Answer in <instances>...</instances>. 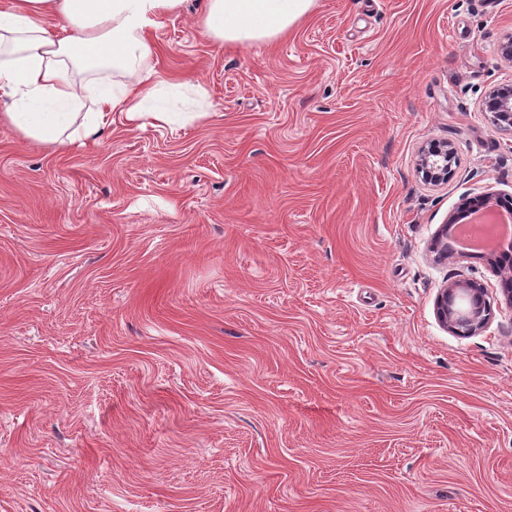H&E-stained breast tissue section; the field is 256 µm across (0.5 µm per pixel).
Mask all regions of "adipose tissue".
<instances>
[{
  "instance_id": "obj_1",
  "label": "adipose tissue",
  "mask_w": 512,
  "mask_h": 512,
  "mask_svg": "<svg viewBox=\"0 0 512 512\" xmlns=\"http://www.w3.org/2000/svg\"><path fill=\"white\" fill-rule=\"evenodd\" d=\"M183 0H0V124L64 147L120 114L140 127L208 116L203 87L159 76L156 32ZM316 0H205L198 25L224 46L285 38Z\"/></svg>"
}]
</instances>
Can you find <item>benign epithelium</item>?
I'll list each match as a JSON object with an SVG mask.
<instances>
[{
    "label": "benign epithelium",
    "mask_w": 512,
    "mask_h": 512,
    "mask_svg": "<svg viewBox=\"0 0 512 512\" xmlns=\"http://www.w3.org/2000/svg\"><path fill=\"white\" fill-rule=\"evenodd\" d=\"M486 111L493 113V119L499 124L512 127V86L497 88L485 101ZM455 148L451 143L432 146L425 150L420 158V166L432 181L448 177L451 172ZM460 214L448 218V223L439 230L433 250L438 257L451 259L456 252L448 249V234L458 222ZM489 267L502 282L512 280V256H492ZM486 289L473 281L452 282L440 289L436 299V314L441 324L458 334H473L484 328L489 321L490 309L485 303Z\"/></svg>",
    "instance_id": "benign-epithelium-1"
}]
</instances>
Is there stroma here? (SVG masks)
<instances>
[{"label":"stroma","mask_w":512,"mask_h":512,"mask_svg":"<svg viewBox=\"0 0 512 512\" xmlns=\"http://www.w3.org/2000/svg\"><path fill=\"white\" fill-rule=\"evenodd\" d=\"M156 67L210 114L59 149L0 125V512H512V302L438 259L512 197V0H317L288 37ZM456 150L437 184L430 143ZM483 283L485 328L435 313ZM486 112H493V119L498 124L512 127V86L498 87L485 101ZM486 289L473 281L452 282L441 288L436 299V314L441 324L458 334H473L489 321ZM464 300L465 303L461 301Z\"/></svg>","instance_id":"stroma-1"}]
</instances>
